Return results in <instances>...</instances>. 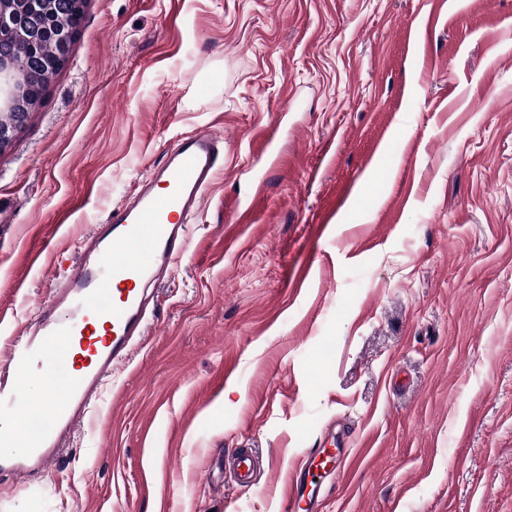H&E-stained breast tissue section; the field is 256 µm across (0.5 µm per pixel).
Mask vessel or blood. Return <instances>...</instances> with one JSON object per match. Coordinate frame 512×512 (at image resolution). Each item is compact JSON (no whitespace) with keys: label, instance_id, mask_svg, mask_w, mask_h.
<instances>
[{"label":"vessel or blood","instance_id":"vessel-or-blood-1","mask_svg":"<svg viewBox=\"0 0 512 512\" xmlns=\"http://www.w3.org/2000/svg\"><path fill=\"white\" fill-rule=\"evenodd\" d=\"M223 165L220 132L180 137L165 166L141 183L131 203L97 225L79 261L56 277L53 300L12 334L0 360V440L14 437L26 415L15 403L18 376L37 371L50 381L62 375L63 394L43 414L26 456L0 459L1 476L16 483L54 463L64 434L86 417L114 368L145 338V288L185 251L189 221ZM160 185L165 193H157ZM342 453L336 446L309 452L284 490L281 512H318L322 480ZM232 470L237 483L251 484L253 455H235Z\"/></svg>","mask_w":512,"mask_h":512}]
</instances>
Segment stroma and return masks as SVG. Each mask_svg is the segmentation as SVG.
I'll return each mask as SVG.
<instances>
[{
	"mask_svg": "<svg viewBox=\"0 0 512 512\" xmlns=\"http://www.w3.org/2000/svg\"><path fill=\"white\" fill-rule=\"evenodd\" d=\"M204 128L146 339L0 512H280L341 428L320 512H512V0H88L0 150V341ZM232 470L237 483L242 485L251 484L255 473V458L249 452L235 455Z\"/></svg>",
	"mask_w": 512,
	"mask_h": 512,
	"instance_id": "stroma-1",
	"label": "stroma"
}]
</instances>
